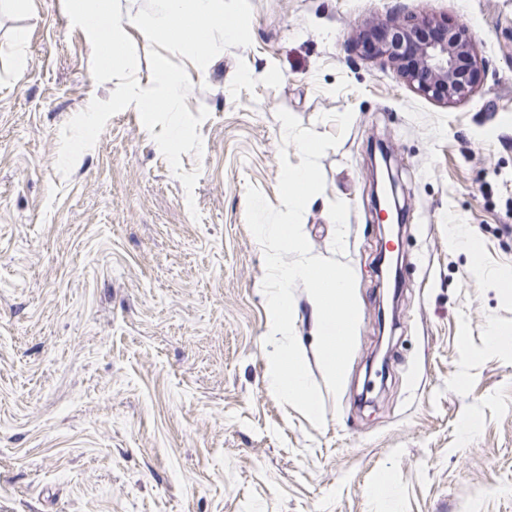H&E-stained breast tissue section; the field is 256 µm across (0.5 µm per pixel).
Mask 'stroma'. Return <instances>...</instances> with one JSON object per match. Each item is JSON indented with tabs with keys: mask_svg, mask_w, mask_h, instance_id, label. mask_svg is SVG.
Masks as SVG:
<instances>
[{
	"mask_svg": "<svg viewBox=\"0 0 512 512\" xmlns=\"http://www.w3.org/2000/svg\"><path fill=\"white\" fill-rule=\"evenodd\" d=\"M250 3L251 45L189 75V111L209 112L202 154L181 157L199 173L190 194L132 106L61 175L62 128L118 82L94 80L63 0L0 9V512H512V346L492 341L512 336L497 286L512 279V0ZM394 13L467 30L490 62L471 99L424 98L351 51ZM280 109L320 134L353 114L302 221L313 254L355 274L340 394L324 386L316 305L294 290L319 428L269 387L264 252L246 223L248 187L278 205L281 154L300 162ZM380 144L408 214L406 269L387 370L363 401L387 286Z\"/></svg>",
	"mask_w": 512,
	"mask_h": 512,
	"instance_id": "obj_1",
	"label": "stroma"
}]
</instances>
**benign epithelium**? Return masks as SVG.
Instances as JSON below:
<instances>
[{
    "label": "benign epithelium",
    "mask_w": 512,
    "mask_h": 512,
    "mask_svg": "<svg viewBox=\"0 0 512 512\" xmlns=\"http://www.w3.org/2000/svg\"><path fill=\"white\" fill-rule=\"evenodd\" d=\"M372 41L374 59L395 71L421 96L442 104L469 99L487 62L465 29L442 16L389 17L359 33Z\"/></svg>",
    "instance_id": "obj_1"
}]
</instances>
